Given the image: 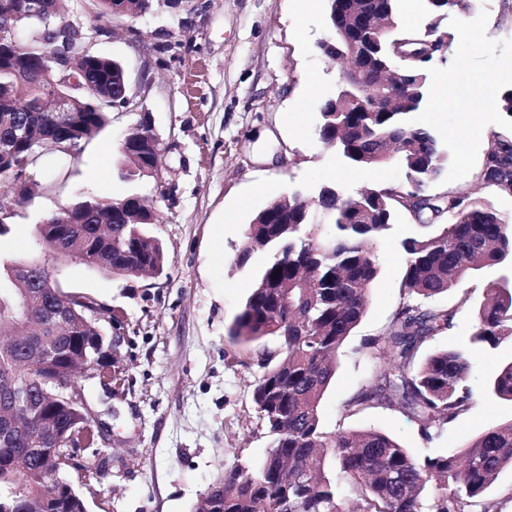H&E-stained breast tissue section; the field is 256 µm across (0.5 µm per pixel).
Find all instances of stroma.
<instances>
[{
    "instance_id": "35a3bbf8",
    "label": "stroma",
    "mask_w": 512,
    "mask_h": 512,
    "mask_svg": "<svg viewBox=\"0 0 512 512\" xmlns=\"http://www.w3.org/2000/svg\"><path fill=\"white\" fill-rule=\"evenodd\" d=\"M65 7L67 19L94 33L92 51L123 63L139 108L112 110L109 124L83 144L58 192L42 191L43 167L29 168L36 189L16 208L0 246L14 258L40 260L66 292L122 313L119 323L101 326L112 343V384H81L98 426L101 469L92 479L73 469L67 477L89 512H194L225 467L239 459L259 464L269 448L252 402L261 374L256 350L228 338L253 269L266 260L258 253L250 267H236L247 224L290 189L329 181L352 195L370 181L404 183L405 171L396 163L370 173L350 170L318 143L320 104L340 83L336 65L316 48L328 33L324 10L299 14L298 0H181L174 8L154 0L146 15L113 22L95 19L86 0H67ZM441 27L457 38L432 75L452 71L456 82L434 85V94H454L477 77L489 99L474 115L418 113L419 122L457 147L430 190H478L512 221V194L480 179L491 137L512 140V114L499 104L512 89V0H480L469 15H449ZM464 29L476 43L460 40ZM143 111L162 144L161 177L130 185L117 175V147ZM473 122L481 125L480 136L465 137ZM130 191L160 215L153 233L166 255L162 276L104 275L78 261H57L38 245L37 224L76 196L88 192L107 200ZM419 231L400 213L379 240L381 272L369 291L368 312L338 352L319 418L326 433L385 432L422 460L512 421V402L484 391L512 361V336L475 354L471 408L438 435L424 438L416 422L383 406L344 411V402L384 366L361 345L386 330L400 301L397 242ZM491 278L487 272L429 298V305L456 304L460 311L420 357L467 345Z\"/></svg>"
}]
</instances>
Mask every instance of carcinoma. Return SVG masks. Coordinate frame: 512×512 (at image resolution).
I'll use <instances>...</instances> for the list:
<instances>
[{
    "instance_id": "1",
    "label": "carcinoma",
    "mask_w": 512,
    "mask_h": 512,
    "mask_svg": "<svg viewBox=\"0 0 512 512\" xmlns=\"http://www.w3.org/2000/svg\"><path fill=\"white\" fill-rule=\"evenodd\" d=\"M62 0H0V147L10 151L0 176L15 180L38 159L51 157L42 190L56 189L82 142L109 122L110 109L126 107L124 66L96 55L82 64L91 89L73 93L71 111H52L54 86L47 68L55 53L48 29L62 25ZM96 19L120 21L148 13L152 0H90ZM401 0H326L328 36L354 30L371 42L377 64L365 77L398 66L415 98L394 89L392 109L372 100L359 83L345 81L321 106L318 142L336 151L348 169L373 170L387 163L382 140L395 144L408 185L369 183L346 196L322 182L288 193L247 225L236 266L250 265L255 253L266 261L252 276L249 295L228 331L232 343L259 345L273 337L275 350L258 351L261 375L253 388L259 423L271 445L258 468L239 460L224 469V512H473L499 474L512 469V422L491 427L450 454L420 462L390 435L374 429L324 433L319 404L336 370V355L365 316L369 290L380 271L377 241L396 212L434 231L400 241L403 298L385 333L366 341L368 352L385 349L389 365L367 378L343 408L359 413L381 405L415 421L427 437L457 420L472 404L468 380L473 353L468 348L438 351L418 361L420 348L450 327L458 307L424 308L414 297L431 298L463 281L496 271L489 300L479 306L470 343L495 347L512 336V225L474 190L431 194L454 156L452 148L413 119L430 100V63L422 41H453L436 26L425 31L403 24ZM430 16L440 11L467 14L478 0H421ZM28 130L34 146L15 140ZM139 120L123 136L119 176L136 182L154 176L139 143L155 139ZM483 179L512 193V140L494 138ZM157 213L136 193L101 200L79 196L37 225L40 244L58 258L78 260L112 276H161L166 257L152 226ZM281 273H276V270ZM290 285L291 303L278 302V287ZM33 294L30 309L23 294ZM68 293L41 264L0 252V336L56 339L80 350L86 331L75 322L52 319ZM43 372V364L20 351H0V383L23 387ZM491 396L512 400V362L489 384ZM333 460L337 476L326 473ZM67 465L45 469L41 455L19 456L0 447V512H59L47 497L53 485H69Z\"/></svg>"
}]
</instances>
